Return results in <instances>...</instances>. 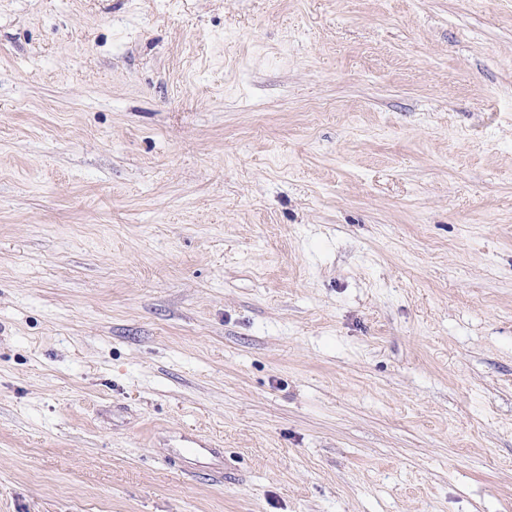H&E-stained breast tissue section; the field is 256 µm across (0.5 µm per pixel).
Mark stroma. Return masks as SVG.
Listing matches in <instances>:
<instances>
[{
  "mask_svg": "<svg viewBox=\"0 0 512 512\" xmlns=\"http://www.w3.org/2000/svg\"><path fill=\"white\" fill-rule=\"evenodd\" d=\"M0 512H512V0H0ZM182 447L176 449L177 458L182 461L187 469H210L213 472H221L218 463H221L219 448H212V444L200 436L186 437Z\"/></svg>",
  "mask_w": 512,
  "mask_h": 512,
  "instance_id": "stroma-1",
  "label": "stroma"
}]
</instances>
